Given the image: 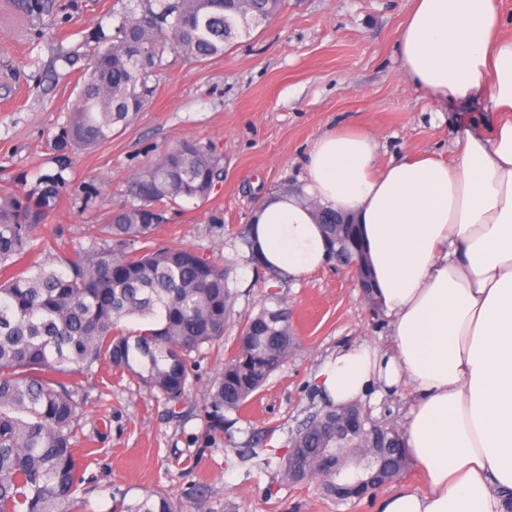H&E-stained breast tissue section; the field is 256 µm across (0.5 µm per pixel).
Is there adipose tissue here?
<instances>
[{
  "instance_id": "1",
  "label": "adipose tissue",
  "mask_w": 512,
  "mask_h": 512,
  "mask_svg": "<svg viewBox=\"0 0 512 512\" xmlns=\"http://www.w3.org/2000/svg\"><path fill=\"white\" fill-rule=\"evenodd\" d=\"M499 0H412L402 67L439 106L482 100L445 160L412 154L378 168L377 137H319L298 194L253 213L259 265L293 279L329 262L317 208L358 224L384 345L337 351L316 376L341 404L410 388L401 430L424 492L398 488L378 512H504L512 492V35Z\"/></svg>"
}]
</instances>
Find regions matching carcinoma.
<instances>
[{
    "label": "carcinoma",
    "mask_w": 512,
    "mask_h": 512,
    "mask_svg": "<svg viewBox=\"0 0 512 512\" xmlns=\"http://www.w3.org/2000/svg\"><path fill=\"white\" fill-rule=\"evenodd\" d=\"M58 0H14L23 14L42 19ZM282 0H134L112 12V36L98 38L66 124L54 138L57 168L29 187L0 194V512H61L77 486L79 402L71 380L102 362L137 379L151 394L176 406L189 388L191 354L224 346L233 314L227 264L186 245L159 247L154 235L168 206L205 202L221 178L220 158L199 142L163 151L127 182L132 203L108 212L98 235L85 242L40 236L59 207L69 180L67 155L112 137L114 126L145 109L153 98L164 54L203 62L240 34L277 13ZM319 224L330 255L346 265L361 247L336 213ZM49 256L19 267L34 252ZM272 303L246 317L224 368L205 397L209 432L224 433V412H239L297 347L287 309ZM135 317L144 328L121 321ZM354 425L341 444L324 426L336 418ZM380 423L358 401L327 404L310 413L289 447L307 467L323 472L326 491L339 500L366 496L367 483L389 484L409 467L401 432L386 431L387 446L372 448ZM281 480L306 476L293 454L262 459ZM355 477L336 493V472ZM127 512H180L163 493H150Z\"/></svg>",
    "instance_id": "cac0c4a2"
}]
</instances>
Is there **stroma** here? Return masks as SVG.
<instances>
[{"label":"stroma","mask_w":512,"mask_h":512,"mask_svg":"<svg viewBox=\"0 0 512 512\" xmlns=\"http://www.w3.org/2000/svg\"><path fill=\"white\" fill-rule=\"evenodd\" d=\"M57 17L24 19L0 0V191L18 176L56 167L53 139L78 90L61 61L92 32H111L121 0H61ZM410 0H283L278 14L236 39L224 54L191 63L167 53L153 99L112 139L76 150L73 186H103L92 206L65 195L42 234L82 240L101 215L127 201L125 184L166 148L213 144L222 178L206 202L181 201L157 231L159 245L183 244L225 259L234 311H258L277 292L300 345L240 412L226 413L222 435L206 429L204 395L218 359L192 358L190 388L177 412L130 376L93 366L80 380L83 458L67 512H121L161 491L183 512H376L377 499L330 496L322 477L292 484L257 469L255 454L283 456L290 436L320 397L315 375L341 347L384 344L387 320L369 312L351 272L327 266L301 280L246 261L237 238L270 194L298 190L315 141L335 128L362 129L380 141L377 162L406 153L450 156L457 113L409 82L397 35Z\"/></svg>","instance_id":"35a3bbf8"}]
</instances>
